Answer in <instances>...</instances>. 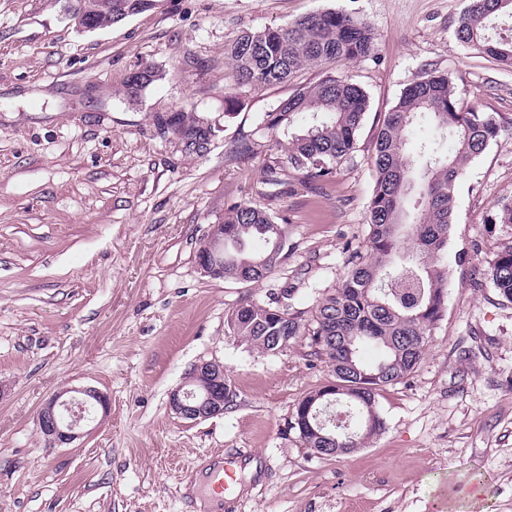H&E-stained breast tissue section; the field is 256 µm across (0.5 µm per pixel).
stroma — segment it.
<instances>
[{"label":"stroma","instance_id":"1","mask_svg":"<svg viewBox=\"0 0 512 512\" xmlns=\"http://www.w3.org/2000/svg\"><path fill=\"white\" fill-rule=\"evenodd\" d=\"M464 0H164L79 32L63 0H0V512H199L187 486L237 457L222 512H512V304L488 268L512 241V66L455 38ZM339 10L366 19L374 53L339 65L370 96L357 150L336 176L280 197L286 258L258 283L205 275L211 224L258 202L278 151L234 143L296 85L236 88L225 51L241 34ZM158 79L129 98L142 66ZM451 74L462 106L492 113L498 137L456 187L447 308L421 363L377 398L386 430L320 457L286 433L309 392L332 381L309 337L279 354L227 329L247 300L312 317L369 233L378 124L424 70ZM242 101L224 112V94ZM212 127L200 152L160 138L162 112ZM223 363V415L176 416L172 389L193 364ZM94 388L111 409L62 448L36 424L43 402Z\"/></svg>","mask_w":512,"mask_h":512}]
</instances>
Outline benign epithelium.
I'll return each mask as SVG.
<instances>
[{
  "label": "benign epithelium",
  "mask_w": 512,
  "mask_h": 512,
  "mask_svg": "<svg viewBox=\"0 0 512 512\" xmlns=\"http://www.w3.org/2000/svg\"><path fill=\"white\" fill-rule=\"evenodd\" d=\"M66 13L76 27L83 31L101 28L100 20L112 19L110 0H68ZM200 270L213 277L224 275L222 265L210 260L205 252H198ZM210 382L211 388L203 397L185 388L199 379ZM230 380L224 372V364L216 361H200L194 364L186 377V384L171 390L169 408L185 420H202L224 414V386ZM109 399L93 388L62 390L52 394L41 406L36 422L40 432L51 448L69 445L83 435L82 429L90 420V410L98 407L102 414L109 410Z\"/></svg>",
  "instance_id": "7a95c632"
}]
</instances>
